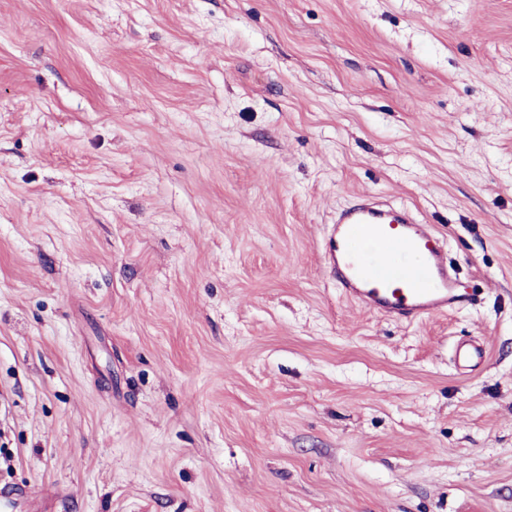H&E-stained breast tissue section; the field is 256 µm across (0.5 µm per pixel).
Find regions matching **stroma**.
Segmentation results:
<instances>
[{
  "instance_id": "obj_1",
  "label": "stroma",
  "mask_w": 512,
  "mask_h": 512,
  "mask_svg": "<svg viewBox=\"0 0 512 512\" xmlns=\"http://www.w3.org/2000/svg\"><path fill=\"white\" fill-rule=\"evenodd\" d=\"M368 194L471 304L343 298ZM0 512H512V0H0ZM456 365L464 373L478 372L485 362V351L474 342L458 343L454 348Z\"/></svg>"
}]
</instances>
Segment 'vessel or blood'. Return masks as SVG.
<instances>
[{
  "label": "vessel or blood",
  "instance_id": "1",
  "mask_svg": "<svg viewBox=\"0 0 512 512\" xmlns=\"http://www.w3.org/2000/svg\"><path fill=\"white\" fill-rule=\"evenodd\" d=\"M324 261L345 297L396 321L445 315L469 301L433 226L368 196L337 212ZM454 358L471 374L485 352L465 342L455 346Z\"/></svg>",
  "mask_w": 512,
  "mask_h": 512
}]
</instances>
